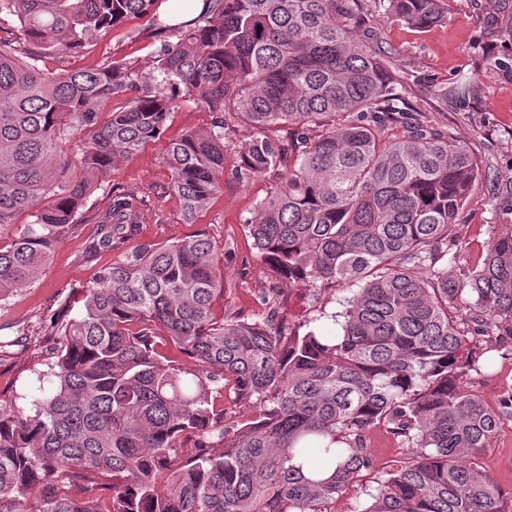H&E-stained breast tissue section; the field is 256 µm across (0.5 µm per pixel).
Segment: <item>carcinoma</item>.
<instances>
[{"label":"carcinoma","mask_w":512,"mask_h":512,"mask_svg":"<svg viewBox=\"0 0 512 512\" xmlns=\"http://www.w3.org/2000/svg\"><path fill=\"white\" fill-rule=\"evenodd\" d=\"M202 3L145 76L39 62L156 0H0L18 21L0 38V298L34 283L82 225L95 181L159 139L183 97L213 114L164 150L183 222L223 188L225 130L239 120L255 135L238 178L283 177L246 222L256 257L314 298L359 288L330 314L336 333L292 328L268 304L256 320L219 316L224 241L199 231L131 246L152 211L112 192L93 250L119 256L77 316L53 319L55 391L32 415L0 402V512H325L370 470L366 435L381 425L404 456L357 512H512L476 462L512 421V388L491 406L471 386L512 339V227L481 262L448 271L477 157L418 118L397 53L360 30L358 0ZM378 5L420 30L448 10ZM125 89L137 95L109 108ZM477 94L470 78L435 91L462 110ZM491 330L505 335L487 341ZM168 342L189 363L168 359ZM224 393L253 405L249 422L215 408ZM74 477L92 494L73 496Z\"/></svg>","instance_id":"cac0c4a2"}]
</instances>
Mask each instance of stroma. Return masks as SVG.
<instances>
[{"label": "stroma", "mask_w": 512, "mask_h": 512, "mask_svg": "<svg viewBox=\"0 0 512 512\" xmlns=\"http://www.w3.org/2000/svg\"><path fill=\"white\" fill-rule=\"evenodd\" d=\"M361 5L370 25L380 30L415 81V106L430 124L464 142L487 173L486 179L475 184L457 218L458 268L466 270L503 225H512V74L499 67L500 62L512 60V0H448L447 18L423 31L391 19L376 7L375 0H361ZM170 38V33L159 29L157 18L147 14L112 28L80 53L53 56L44 65L51 70L93 69L115 61L145 75L152 72L157 52ZM462 76L473 78L479 87L478 98L466 112L434 96L435 89ZM210 123L207 109L181 103L171 114L163 139L147 144L112 173L108 187L137 192L155 212L142 225L139 241L164 242L200 230L223 239L226 314L258 318L267 292L292 325L315 318L322 309L342 311L345 291L334 288L311 298L305 288L276 284L255 255L246 221L280 178L272 173L244 181L233 178L235 150L250 140L251 127L235 123L227 130L230 149L224 188L196 223L182 222L179 201L167 191L170 172L163 160L164 142ZM108 187L90 195V212L107 206ZM93 235V222H86L77 234L56 244L34 284L0 300V395L15 398L26 412H33L35 403L55 387L48 369L55 343L53 315L64 307L78 314L81 289L112 260L111 255L92 251ZM366 444L373 459L371 470L328 502L327 512H356L374 492L377 479L403 454L397 440L382 427L367 435ZM478 464L504 497L512 499V422L502 427Z\"/></svg>", "instance_id": "stroma-1"}]
</instances>
